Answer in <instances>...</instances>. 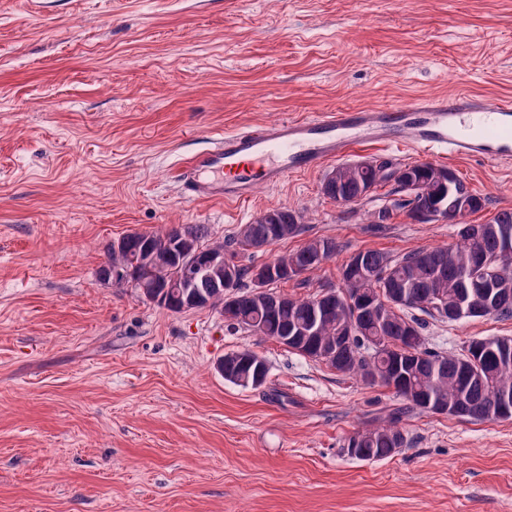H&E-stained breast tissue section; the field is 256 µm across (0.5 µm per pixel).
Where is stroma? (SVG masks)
I'll list each match as a JSON object with an SVG mask.
<instances>
[{"mask_svg": "<svg viewBox=\"0 0 512 512\" xmlns=\"http://www.w3.org/2000/svg\"><path fill=\"white\" fill-rule=\"evenodd\" d=\"M512 95V0H0V512H512V420L406 413L407 444L346 453L393 390L336 373L218 310L173 313L97 271L113 240L206 224L231 242L288 207L335 239L295 296L340 283L355 252L446 246L456 230L385 200L339 207L334 165L240 203L186 202L175 170L233 131L417 94ZM485 207L512 209V165L449 164ZM427 347L512 337V319L427 320ZM269 373L224 381L225 353ZM224 367L220 372L228 375L224 380L243 388H257L266 381L269 368L265 360L256 353L248 350L235 351L224 354ZM259 376L262 380L254 387L253 382Z\"/></svg>", "mask_w": 512, "mask_h": 512, "instance_id": "obj_1", "label": "stroma"}]
</instances>
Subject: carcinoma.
<instances>
[{"instance_id": "1", "label": "carcinoma", "mask_w": 512, "mask_h": 512, "mask_svg": "<svg viewBox=\"0 0 512 512\" xmlns=\"http://www.w3.org/2000/svg\"><path fill=\"white\" fill-rule=\"evenodd\" d=\"M419 188L408 189L412 199L399 205L405 216L418 223L430 221L418 211H430L438 203L447 206L454 193L461 192L475 201L474 214L484 208V200L473 194L464 182L455 179L453 192L442 183L439 174L445 167L429 162L409 164ZM390 179L385 168H370L361 173L350 164L334 168L322 185L323 194L331 199L341 195L357 197L359 184L367 182L382 188ZM272 222L254 220L244 225L228 250L211 241L206 224L193 225V243L205 253L209 249L228 255L224 265L235 270V280L227 281L213 273L204 283L211 297L209 307L220 309L224 323L233 330H247L265 339H279L288 329L309 330L313 336L309 351L295 345L289 349L324 363L338 373L373 384L378 382L394 390L403 400L386 423L358 432L348 447L364 453L363 461L390 457L407 439L398 427L409 410L446 414L456 409L454 417L478 421L498 420L499 396L512 398V367L505 369L490 352L475 357L469 373H463L462 360L453 354L432 350L421 336L422 323L407 316L419 310L450 322L449 312L463 306L472 310L470 317L495 316L512 318V211L503 210L481 224L447 216L456 228L454 245L416 250L399 257L374 249L355 252L340 269L338 287L306 297H286L275 308H268L252 293L254 270L271 271L265 287L274 294V286L295 280L314 271L336 253V241L312 238L296 250L271 260H257L266 247L296 238L303 232L301 213L286 207L272 210ZM180 225L173 224L159 232H132L121 237L122 247L112 251V267L126 273L124 284L136 288L146 283L163 296L160 306L171 312L181 311L178 296L167 291L169 283L155 278L141 263V254L151 246L161 257L177 249ZM243 255L248 263L237 257ZM360 295L376 300L372 309L355 307L351 300ZM224 380L243 387H253L254 379H266L269 368L265 360L248 350L224 354ZM424 394L431 396L432 406L421 403Z\"/></svg>"}]
</instances>
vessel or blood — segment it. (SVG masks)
Segmentation results:
<instances>
[{
  "label": "vessel or blood",
  "mask_w": 512,
  "mask_h": 512,
  "mask_svg": "<svg viewBox=\"0 0 512 512\" xmlns=\"http://www.w3.org/2000/svg\"><path fill=\"white\" fill-rule=\"evenodd\" d=\"M364 145L410 147L445 161L512 164V97L417 98L404 106L336 109L217 135L178 169L189 200L237 203Z\"/></svg>",
  "instance_id": "b4317fda"
}]
</instances>
